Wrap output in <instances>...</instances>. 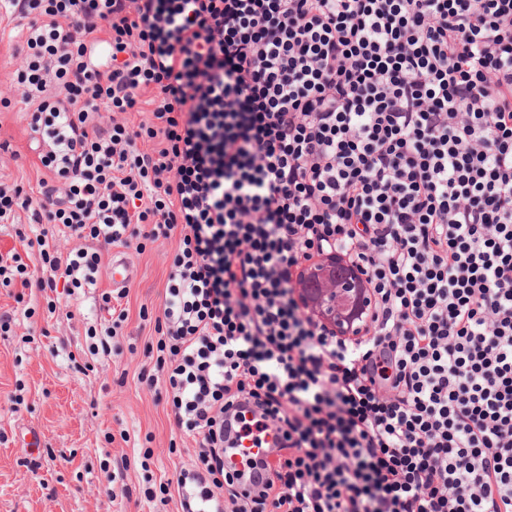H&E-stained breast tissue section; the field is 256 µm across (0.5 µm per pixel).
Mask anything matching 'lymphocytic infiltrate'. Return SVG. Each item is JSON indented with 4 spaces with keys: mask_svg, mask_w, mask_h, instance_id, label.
I'll return each mask as SVG.
<instances>
[{
    "mask_svg": "<svg viewBox=\"0 0 512 512\" xmlns=\"http://www.w3.org/2000/svg\"><path fill=\"white\" fill-rule=\"evenodd\" d=\"M6 2L0 111L46 176L0 181L39 256L0 285L174 241L140 380L197 444L182 512H512V0ZM324 253L365 277L359 336L292 286ZM246 414L280 432L247 488ZM19 19L7 24V19L0 24V82H6L12 67L7 64L11 47L20 44V39L16 38L18 28L15 25Z\"/></svg>",
    "mask_w": 512,
    "mask_h": 512,
    "instance_id": "lymphocytic-infiltrate-1",
    "label": "lymphocytic infiltrate"
}]
</instances>
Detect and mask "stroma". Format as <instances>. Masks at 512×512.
Instances as JSON below:
<instances>
[{
	"label": "stroma",
	"mask_w": 512,
	"mask_h": 512,
	"mask_svg": "<svg viewBox=\"0 0 512 512\" xmlns=\"http://www.w3.org/2000/svg\"><path fill=\"white\" fill-rule=\"evenodd\" d=\"M0 177L34 191L38 168L26 115L0 113ZM174 243L158 239L125 252L136 271L120 304L126 335L110 356L91 354L89 327L104 316L91 297L63 289L0 287V313L14 314L0 331V512H152L144 491L189 466L195 443L176 433L164 395L141 383L153 370L157 334L151 316L162 301ZM149 320H142L141 311ZM42 445L23 449L29 431ZM120 475L130 496L108 500L102 487Z\"/></svg>",
	"instance_id": "stroma-1"
}]
</instances>
